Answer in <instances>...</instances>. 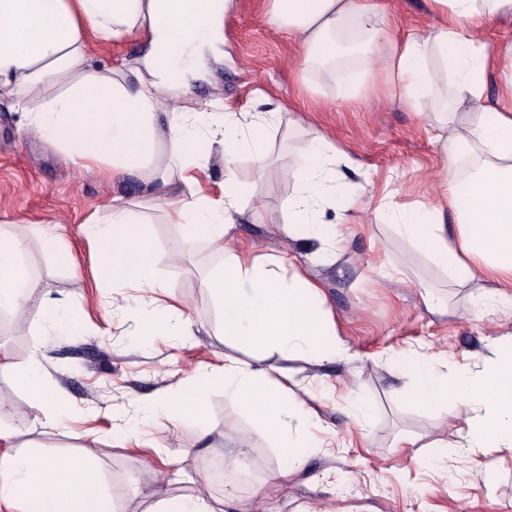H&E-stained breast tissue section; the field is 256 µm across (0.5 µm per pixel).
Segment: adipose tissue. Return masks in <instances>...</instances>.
Wrapping results in <instances>:
<instances>
[{
	"instance_id": "adipose-tissue-1",
	"label": "adipose tissue",
	"mask_w": 512,
	"mask_h": 512,
	"mask_svg": "<svg viewBox=\"0 0 512 512\" xmlns=\"http://www.w3.org/2000/svg\"><path fill=\"white\" fill-rule=\"evenodd\" d=\"M438 26L392 42L378 24L373 0H266L268 22L295 37L306 68L335 63L337 34L357 28L362 68L347 86L359 96L377 57H384L385 81L397 84L409 102L440 92L441 71L456 79L460 120L442 144V164L430 207L395 205L390 191L374 182L339 185L338 167L349 154L316 134L291 159L296 186L279 218H272L238 162L258 167L271 161V129L277 112H228L213 100L195 109L167 110L184 91L205 52L217 51V23L226 0H0V90L29 116L40 137L57 145L77 170L105 179L138 171L149 200L181 235L160 254L143 230L147 218L137 204L113 197L108 218L91 214L85 236L97 245L96 275L108 284L109 304L124 303L136 335L161 332L188 336L187 319L142 306V290L159 287L154 271L162 259L178 262L199 242L222 258L203 279L221 311L226 337L286 358L321 364L347 357L336 322L313 271L336 260L338 226L347 214H372L412 249L425 253L457 283H487V318L512 303V43L489 49L480 31L486 20L512 13V0H431ZM104 42L134 35L147 46L135 82L125 74L91 63L85 34ZM509 77L503 103L485 99L487 75ZM63 79L64 92L44 96L50 82ZM473 156L462 169L465 156ZM224 165L213 180L214 161ZM177 194H170V187ZM334 220H327V212ZM452 225H445V216ZM288 227L291 240L307 247L306 263L285 271L281 258L242 246L234 229L242 221L271 220ZM25 243L10 223L0 224V311L22 312L32 300L45 310L43 333L75 326L63 301L42 293L24 263ZM440 355L423 352L414 360L406 389L413 403L458 408L456 437L469 448L512 449V344L471 375L451 379L437 371ZM35 422L57 423L59 393L38 360L14 369ZM289 375L271 378L262 366L225 356L222 369L198 371L163 397L144 406L145 416L163 413L178 425L202 416L206 392L223 385L253 419L280 442L283 462L273 477L282 486L302 463L315 417L290 386ZM113 512L93 452L61 456L39 450L0 455V512Z\"/></svg>"
}]
</instances>
